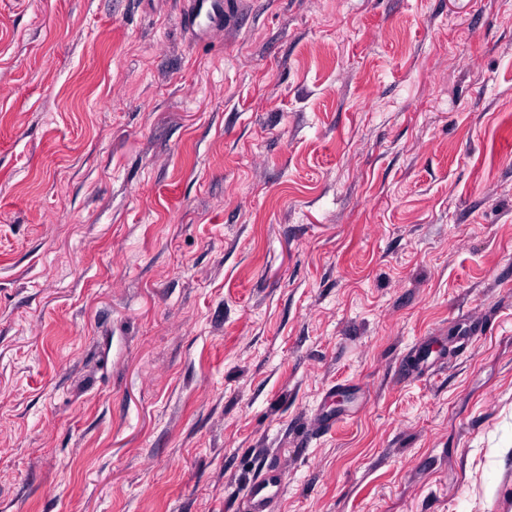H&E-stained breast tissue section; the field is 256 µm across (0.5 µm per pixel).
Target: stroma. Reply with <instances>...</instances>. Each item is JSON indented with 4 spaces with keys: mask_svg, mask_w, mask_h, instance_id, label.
<instances>
[{
    "mask_svg": "<svg viewBox=\"0 0 512 512\" xmlns=\"http://www.w3.org/2000/svg\"><path fill=\"white\" fill-rule=\"evenodd\" d=\"M185 7L0 0V512H500L512 0ZM187 9L182 16V23L186 29L195 33L200 38H206L214 35L216 31H223L224 17L229 16L236 7L237 1L230 0H187ZM206 11L210 19V25L202 27L198 23V18L203 11ZM225 14V15H224ZM286 474L275 464H267L253 479L243 496L242 512H274L285 484Z\"/></svg>",
    "mask_w": 512,
    "mask_h": 512,
    "instance_id": "35a3bbf8",
    "label": "stroma"
}]
</instances>
